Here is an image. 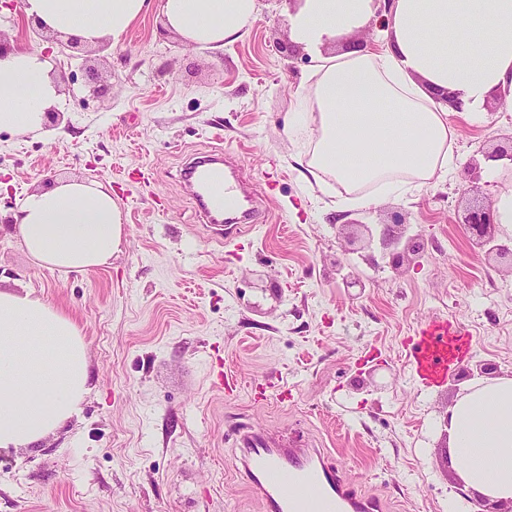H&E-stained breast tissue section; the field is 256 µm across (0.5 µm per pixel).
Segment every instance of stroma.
<instances>
[{
	"instance_id": "obj_1",
	"label": "stroma",
	"mask_w": 512,
	"mask_h": 512,
	"mask_svg": "<svg viewBox=\"0 0 512 512\" xmlns=\"http://www.w3.org/2000/svg\"><path fill=\"white\" fill-rule=\"evenodd\" d=\"M223 48L190 47L154 11L124 46L61 45L22 7L0 35L47 52L64 105L46 133L0 131V290H36L79 321L92 390L56 434L0 451V512H260L231 457L235 422L283 440L321 438L350 487L387 512H448L463 486L433 422L465 381L423 388L402 344L428 316L464 323L476 351L512 374V264L485 255L459 222L466 199L491 204L498 183L482 165L512 146V111L486 106L483 124L456 114L449 178L367 210L341 213L318 199L291 135L311 65L288 39L278 0ZM97 73L105 88L83 84ZM231 148L268 222L239 256L216 243L183 171ZM474 163L475 171L464 168ZM153 172L139 182L137 169ZM107 185L126 241L109 266L66 275L37 267L7 220L10 197L59 181ZM400 213L422 252L393 267L380 231ZM360 285L346 283L348 275ZM235 376L230 395L216 372ZM281 381L291 401H254Z\"/></svg>"
}]
</instances>
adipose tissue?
Listing matches in <instances>:
<instances>
[{"instance_id": "ef3b65f1", "label": "adipose tissue", "mask_w": 512, "mask_h": 512, "mask_svg": "<svg viewBox=\"0 0 512 512\" xmlns=\"http://www.w3.org/2000/svg\"><path fill=\"white\" fill-rule=\"evenodd\" d=\"M151 6L185 43L213 48L258 19L256 0H23L34 24L116 47ZM376 10L374 0H294L285 8L289 40L315 60L293 123L307 141L299 164L320 188H345L340 211L454 172L449 113L479 123L492 99L512 108V0H393L380 51H336ZM61 98L41 51L19 45L0 58V131L42 130ZM12 219L27 255L57 272L106 266L124 240L122 211L96 180L27 193ZM89 383L78 322L35 290H0V449L30 445L79 415ZM439 426L474 501L512 505V375L471 380ZM473 503L462 512H475Z\"/></svg>"}]
</instances>
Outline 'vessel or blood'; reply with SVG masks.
I'll return each instance as SVG.
<instances>
[{
    "label": "vessel or blood",
    "mask_w": 512,
    "mask_h": 512,
    "mask_svg": "<svg viewBox=\"0 0 512 512\" xmlns=\"http://www.w3.org/2000/svg\"><path fill=\"white\" fill-rule=\"evenodd\" d=\"M186 177L199 187L196 204L214 227L217 242L242 248L259 212L250 208L228 217L238 199V179L228 177L222 163L211 158L191 167ZM403 351L411 376L432 387L444 383L474 346L471 332L460 322L432 316L418 323ZM234 436V465L261 512H382L377 498L347 487L342 471L328 462L324 449L279 443L246 424L236 427Z\"/></svg>",
    "instance_id": "1"
}]
</instances>
